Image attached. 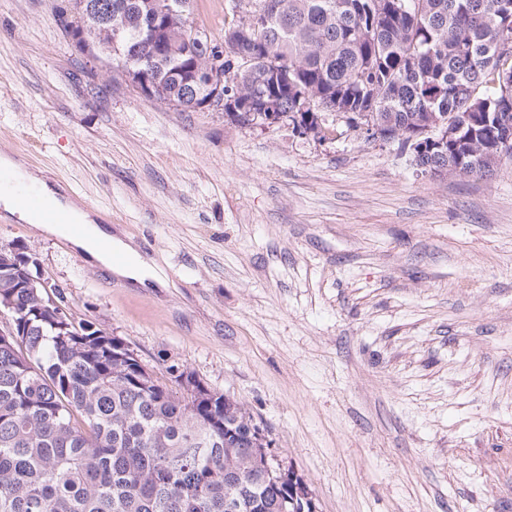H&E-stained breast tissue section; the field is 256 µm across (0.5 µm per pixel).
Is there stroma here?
I'll use <instances>...</instances> for the list:
<instances>
[{
  "label": "stroma",
  "mask_w": 512,
  "mask_h": 512,
  "mask_svg": "<svg viewBox=\"0 0 512 512\" xmlns=\"http://www.w3.org/2000/svg\"><path fill=\"white\" fill-rule=\"evenodd\" d=\"M0 0V148L69 187L167 279L128 288L0 219L68 313L244 403L316 512H512V158L431 176L327 113L334 139L142 95ZM216 41L227 0H192Z\"/></svg>",
  "instance_id": "obj_1"
}]
</instances>
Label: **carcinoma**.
<instances>
[{"label": "carcinoma", "instance_id": "obj_1", "mask_svg": "<svg viewBox=\"0 0 512 512\" xmlns=\"http://www.w3.org/2000/svg\"><path fill=\"white\" fill-rule=\"evenodd\" d=\"M79 16L78 49H109L111 33ZM139 37L134 0H103ZM190 0H171L164 36L140 63L161 101L185 106L178 69L192 47ZM285 19L259 37L224 30L250 58L256 101L295 124L336 112L413 151L421 172L446 162L461 175L489 173L512 158V0H281ZM464 125L444 139L427 129L448 114ZM19 320L0 342V512H310L311 492L273 481L270 460L238 400L192 373L155 383L117 357L125 343L50 303L0 271V299Z\"/></svg>", "mask_w": 512, "mask_h": 512}]
</instances>
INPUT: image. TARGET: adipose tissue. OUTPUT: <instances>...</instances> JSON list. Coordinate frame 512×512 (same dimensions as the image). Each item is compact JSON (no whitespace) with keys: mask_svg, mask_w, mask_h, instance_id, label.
Listing matches in <instances>:
<instances>
[{"mask_svg":"<svg viewBox=\"0 0 512 512\" xmlns=\"http://www.w3.org/2000/svg\"><path fill=\"white\" fill-rule=\"evenodd\" d=\"M0 167L9 169L22 183L36 188L50 205L67 209L76 223L85 227L82 235L72 237L64 225L41 224L37 227L39 233L70 237L73 246L88 260L111 269L118 279L128 284L145 287L152 282H161L162 277L154 264L145 260L131 242L114 234L111 228L96 224L87 211L48 182L41 172L26 168L6 152L0 153ZM116 253L124 256V263H113L112 256Z\"/></svg>","mask_w":512,"mask_h":512,"instance_id":"obj_1","label":"adipose tissue"}]
</instances>
